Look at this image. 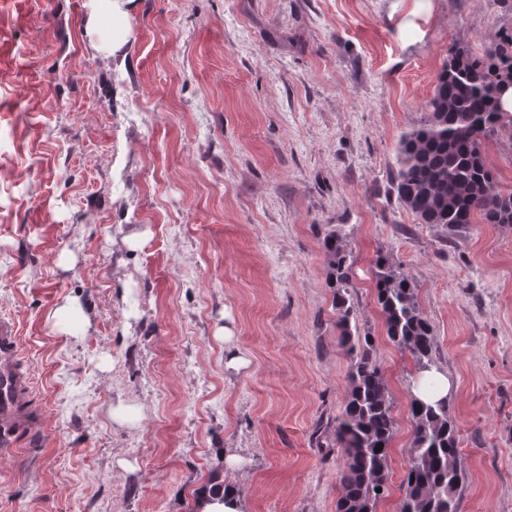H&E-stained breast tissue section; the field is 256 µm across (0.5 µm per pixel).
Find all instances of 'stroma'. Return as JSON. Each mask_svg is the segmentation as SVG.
<instances>
[{"instance_id": "35a3bbf8", "label": "stroma", "mask_w": 512, "mask_h": 512, "mask_svg": "<svg viewBox=\"0 0 512 512\" xmlns=\"http://www.w3.org/2000/svg\"><path fill=\"white\" fill-rule=\"evenodd\" d=\"M92 9L0 0V316L42 411L0 451V512H198L228 448L245 512H336L333 229L393 403L377 512H398L417 380L385 333L380 255L451 385L457 512H512V226L448 234L392 184L449 51L481 54L512 0H125L98 28ZM483 157L512 188V133ZM69 298L80 315L55 324Z\"/></svg>"}]
</instances>
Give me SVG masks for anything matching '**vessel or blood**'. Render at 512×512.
<instances>
[{"label": "vessel or blood", "instance_id": "1", "mask_svg": "<svg viewBox=\"0 0 512 512\" xmlns=\"http://www.w3.org/2000/svg\"><path fill=\"white\" fill-rule=\"evenodd\" d=\"M29 392L30 374L21 357L16 326L0 317V446H12L17 436L34 427Z\"/></svg>", "mask_w": 512, "mask_h": 512}]
</instances>
